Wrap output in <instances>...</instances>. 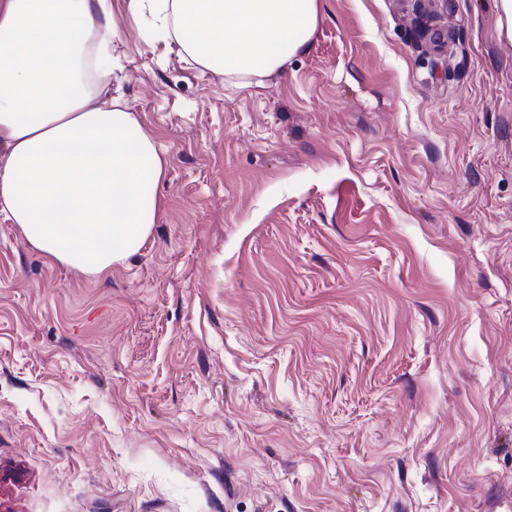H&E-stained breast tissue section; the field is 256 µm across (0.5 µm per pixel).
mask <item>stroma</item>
Listing matches in <instances>:
<instances>
[{
    "mask_svg": "<svg viewBox=\"0 0 512 512\" xmlns=\"http://www.w3.org/2000/svg\"><path fill=\"white\" fill-rule=\"evenodd\" d=\"M111 5L160 219L92 276L0 216V512H512L495 0H319L241 87Z\"/></svg>",
    "mask_w": 512,
    "mask_h": 512,
    "instance_id": "stroma-1",
    "label": "stroma"
}]
</instances>
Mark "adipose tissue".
Instances as JSON below:
<instances>
[{
  "label": "adipose tissue",
  "instance_id": "adipose-tissue-1",
  "mask_svg": "<svg viewBox=\"0 0 512 512\" xmlns=\"http://www.w3.org/2000/svg\"><path fill=\"white\" fill-rule=\"evenodd\" d=\"M152 2L161 39L243 80L278 70L318 18V0ZM117 34L109 0H0V215L89 275L139 251L163 175L153 138L102 96Z\"/></svg>",
  "mask_w": 512,
  "mask_h": 512
}]
</instances>
